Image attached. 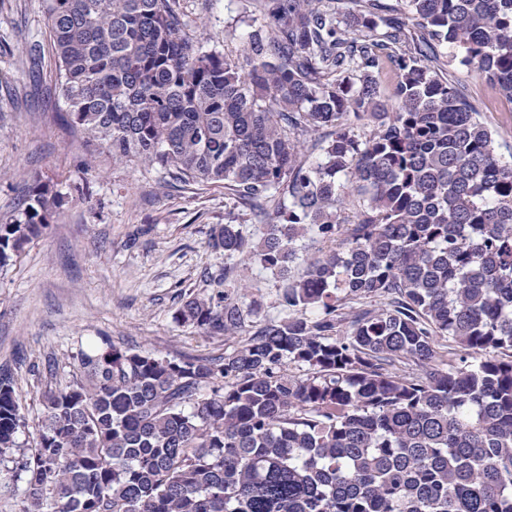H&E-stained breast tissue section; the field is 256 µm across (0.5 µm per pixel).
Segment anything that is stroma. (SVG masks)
<instances>
[{"mask_svg":"<svg viewBox=\"0 0 512 512\" xmlns=\"http://www.w3.org/2000/svg\"><path fill=\"white\" fill-rule=\"evenodd\" d=\"M206 48L236 53L261 15L258 0H181ZM448 72L478 105L502 160H512V103L471 67ZM45 0H0V219L16 213L41 178L61 203L42 235L0 270V372L11 375L26 418L18 442L34 447L42 397L69 384L81 351L143 350L210 359L244 333L209 334L178 323L191 297L229 277L257 301L255 324L281 316L276 275L248 259L224 269L211 239L238 205L223 185L180 183L136 159L113 160L73 126L56 85Z\"/></svg>","mask_w":512,"mask_h":512,"instance_id":"1","label":"stroma"}]
</instances>
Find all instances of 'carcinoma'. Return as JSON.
<instances>
[{
	"instance_id": "carcinoma-1",
	"label": "carcinoma",
	"mask_w": 512,
	"mask_h": 512,
	"mask_svg": "<svg viewBox=\"0 0 512 512\" xmlns=\"http://www.w3.org/2000/svg\"><path fill=\"white\" fill-rule=\"evenodd\" d=\"M46 2L88 141L222 183L253 216L274 205L260 243L230 220L212 246L279 276L283 317L210 361L80 353L13 467L22 512H512V164L443 52L512 102V0H402L401 18L383 0H266L240 60L194 40L177 0ZM23 205L0 220L1 269L59 197L36 179ZM227 287L175 320L243 328L257 303ZM440 339L461 366L436 361ZM24 425L3 375L0 464Z\"/></svg>"
}]
</instances>
